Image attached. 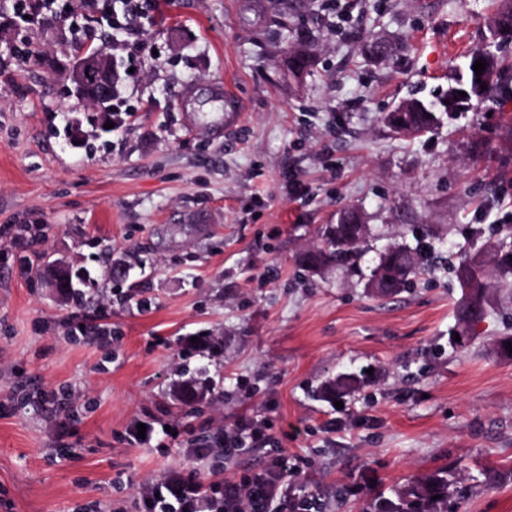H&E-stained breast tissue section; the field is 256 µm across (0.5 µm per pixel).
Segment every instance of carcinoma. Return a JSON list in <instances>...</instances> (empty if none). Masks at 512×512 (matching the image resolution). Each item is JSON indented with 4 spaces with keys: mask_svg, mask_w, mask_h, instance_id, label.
Returning a JSON list of instances; mask_svg holds the SVG:
<instances>
[{
    "mask_svg": "<svg viewBox=\"0 0 512 512\" xmlns=\"http://www.w3.org/2000/svg\"><path fill=\"white\" fill-rule=\"evenodd\" d=\"M488 45L478 48L466 56V62L454 82L452 89L471 81L474 75L473 64L486 62L488 76L487 89L483 100H493L509 89L508 79H512V56H507L503 47L512 43V0H501L489 27ZM291 64L288 70L300 68V74L308 72L312 60L306 44H301L288 52ZM440 102L425 103L410 112H390L386 122L398 134H406L411 128L422 136L439 122ZM357 210L347 208L340 212L334 224H327L322 230V245L306 250L299 255L300 269L311 275H318L325 267H345L356 254L365 236L358 234V228L351 223ZM429 246L422 244L411 247L407 244L386 246L379 254L378 263L371 270L370 278L381 277L398 294L413 285L416 278L435 271L429 263ZM451 270L462 289L459 310H468V318H459V333L468 335L470 326L484 319L492 311L491 295L499 282L512 280V234L488 240L485 248L464 253ZM343 380L331 379L321 385L319 395L334 399L356 392L365 384L362 373H344ZM207 388L195 379H187L177 384L176 398L180 405L193 408L206 398ZM453 485L450 473L438 470L416 477L407 485L392 490V496L380 493L369 504V512H448V489Z\"/></svg>",
    "mask_w": 512,
    "mask_h": 512,
    "instance_id": "1",
    "label": "carcinoma"
}]
</instances>
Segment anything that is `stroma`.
Instances as JSON below:
<instances>
[{
    "instance_id": "1",
    "label": "stroma",
    "mask_w": 512,
    "mask_h": 512,
    "mask_svg": "<svg viewBox=\"0 0 512 512\" xmlns=\"http://www.w3.org/2000/svg\"><path fill=\"white\" fill-rule=\"evenodd\" d=\"M321 3L169 0L161 25L123 35L145 46L121 91L137 114L106 133L70 92L96 16L61 0L75 30L0 10V512H134L169 468L237 478L272 448L311 512H366L441 467L470 489L459 512H512V356L492 346L512 331V289L448 345L450 266L512 227V97L420 137L385 123L447 91L499 0H356L342 21ZM304 37L313 67L294 80L283 51ZM371 38L395 55L367 57ZM219 83L243 107L221 138ZM347 207L368 229L357 270L300 276L296 256ZM423 234L435 272L368 294L380 250ZM54 260L85 271L87 304L50 287ZM360 370L341 404L314 397ZM190 375L215 394L194 410L173 392ZM245 419L267 422V444L238 435ZM141 423L145 444L129 435ZM220 429L239 437L233 458L189 455Z\"/></svg>"
}]
</instances>
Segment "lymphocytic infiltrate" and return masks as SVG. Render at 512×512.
Masks as SVG:
<instances>
[{
	"label": "lymphocytic infiltrate",
	"mask_w": 512,
	"mask_h": 512,
	"mask_svg": "<svg viewBox=\"0 0 512 512\" xmlns=\"http://www.w3.org/2000/svg\"><path fill=\"white\" fill-rule=\"evenodd\" d=\"M83 9L101 12L112 30L145 26L159 8V0H110L101 11L100 0H81ZM288 457L283 450L268 454L263 466L237 479L210 483L178 468L139 485L134 497L136 512H267L279 502L282 512H309L307 504L291 497L285 481Z\"/></svg>",
	"instance_id": "lymphocytic-infiltrate-1"
}]
</instances>
